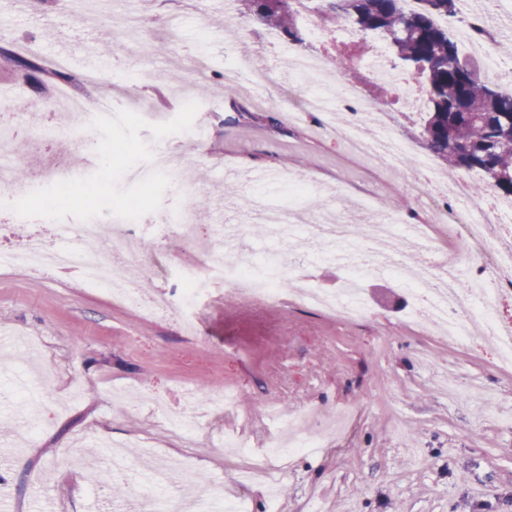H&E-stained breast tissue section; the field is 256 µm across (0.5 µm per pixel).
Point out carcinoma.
<instances>
[{"label":"carcinoma","instance_id":"obj_1","mask_svg":"<svg viewBox=\"0 0 512 512\" xmlns=\"http://www.w3.org/2000/svg\"><path fill=\"white\" fill-rule=\"evenodd\" d=\"M243 2L265 25L299 40L291 0ZM417 2L407 12L402 0H345L343 11L363 33L390 39L397 58L423 78L432 106L423 132L430 150L456 169L479 171L485 185L512 197V147L499 146L512 137V94L492 89L438 24L456 15L458 0Z\"/></svg>","mask_w":512,"mask_h":512}]
</instances>
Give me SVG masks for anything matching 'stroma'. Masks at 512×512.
Segmentation results:
<instances>
[{"instance_id":"stroma-1","label":"stroma","mask_w":512,"mask_h":512,"mask_svg":"<svg viewBox=\"0 0 512 512\" xmlns=\"http://www.w3.org/2000/svg\"><path fill=\"white\" fill-rule=\"evenodd\" d=\"M175 14L181 27L174 36L166 22ZM134 19L145 43L130 58L119 32ZM266 31L243 0L229 13L224 0L192 8L183 0H125L82 15L50 2L33 20L0 28V106L30 103L64 113L73 97L112 114L98 160L69 140L48 149L27 141L32 165L60 157L71 176L93 184V165L119 167L121 152L155 140L184 171L189 192L161 186L139 207L141 223L158 224L186 205L197 226L189 248L136 240L146 297H171L170 271L195 266L216 226L239 223L253 195L287 205L282 181L237 188L222 181L227 168L306 174L324 187L316 212L368 195L376 211L394 201L412 219L430 218L401 177L382 162L349 155L338 133L289 121L277 101L259 106L241 89L222 95L225 67L253 61ZM62 40L72 52L68 73H78L77 58L87 56L112 57L107 79L146 70L136 98L106 96L89 80L76 86L55 78L49 67ZM138 103L153 106L154 116H137ZM191 126L207 130L203 144L188 146L183 132ZM135 194L104 185L85 198V211L53 208L47 245L77 244L85 212L108 217ZM240 245L257 263L281 270L280 300L228 296L215 281L196 310L194 338L180 324L179 305L150 318L85 287L73 272L0 271V449L7 451L0 502L9 512H126L150 481L141 464L145 448L194 466L198 512H212L226 496L247 500L248 512H270L264 483L242 482L249 464L283 470L280 512H308L314 501L324 512H512V367L497 366L480 328L461 344L424 333L409 318L406 289L391 277H368L370 310L361 319L311 309L298 289H331L344 274L330 243L296 250L253 223ZM220 385L235 390V407H198L191 432L172 425L185 391L203 398ZM266 397L288 419L318 408L341 411L343 422L323 453L272 457L277 432L259 410ZM227 435L243 437L251 455L224 453ZM105 443L125 447L123 475H110Z\"/></svg>"}]
</instances>
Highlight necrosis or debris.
<instances>
[{"instance_id":"obj_1","label":"necrosis or debris","mask_w":512,"mask_h":512,"mask_svg":"<svg viewBox=\"0 0 512 512\" xmlns=\"http://www.w3.org/2000/svg\"><path fill=\"white\" fill-rule=\"evenodd\" d=\"M300 20L311 26L319 38H333L337 43L353 45L361 41L359 29L348 19L326 17L319 0H293ZM464 34L468 49L464 59L478 68L480 75L512 86V67L503 66L492 52L502 38L505 21L512 17V0H464ZM267 57L282 60L290 76L286 100L295 104L303 100L307 115L317 116L324 127L340 134L347 151L354 156L374 157L389 170L405 175L407 190L416 202L425 204L432 216L431 224L444 225L448 234V257L440 274L416 275L414 256L417 248L431 244V224L405 223L402 213L374 212L366 200L352 201L353 209L363 212V231L350 225L328 220L324 214L312 215L307 231L317 237L323 233L336 236L342 245L351 241L369 245L370 261L347 265L345 275L336 288L305 287L301 301L309 306L340 313L356 319L369 309L364 295L366 277L386 273L404 283L416 300L411 310L419 325L448 337L464 341L471 324H481L494 347L501 366L512 364V328L500 324L493 314V298L497 292L512 289V242L504 238L512 229V198L495 193L472 197L467 179L446 181L427 155L417 152L391 129V119L383 105L361 99L349 83L338 80L335 70L324 58L291 53L275 37L264 41ZM369 76L381 85L394 89L403 102L407 117L423 111L426 100L420 84L411 73L393 65L382 39L370 40L367 55L360 59ZM110 121L108 113L81 114L63 122L48 121L44 114L28 113L24 127L0 122V193L5 198L22 200L33 213L43 211L37 181L23 183L14 179V166L7 160L18 148L20 135L45 144L61 138L96 148L102 130ZM118 180L151 189L175 179L174 165L168 148L150 143L141 144L138 155L117 172ZM136 216L135 205H127L115 222H103L89 216L78 226L82 247L47 248L41 235H34L19 248L0 254V266L20 268L33 273L46 269L76 271L92 288L103 289L118 296L130 308L146 316H155L167 308L161 298L145 297L140 290L135 269L141 257L134 250L135 239L130 224ZM105 244L108 255L122 258L121 267L107 269L103 258L90 253V246ZM476 269L466 287H458V269L462 263ZM494 270L493 280H485L478 271L484 265ZM222 277L233 294L259 298L269 303L280 299L279 271H260L249 257L225 254L223 245L207 251L192 272L179 279V304L185 331L198 335L199 326L193 314L196 304L209 295L215 277Z\"/></svg>"}]
</instances>
